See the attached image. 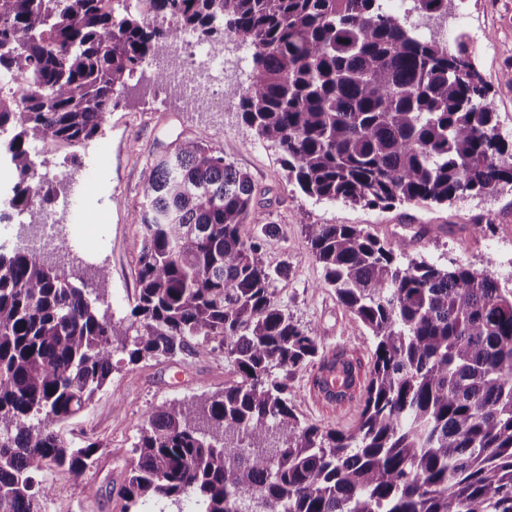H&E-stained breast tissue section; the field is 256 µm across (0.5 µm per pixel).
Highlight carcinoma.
<instances>
[{"mask_svg":"<svg viewBox=\"0 0 512 512\" xmlns=\"http://www.w3.org/2000/svg\"><path fill=\"white\" fill-rule=\"evenodd\" d=\"M401 2L0 0V161L17 173L0 220L57 199L32 145L93 139L148 61L164 62L149 83L171 79L185 31L249 49L225 98L309 197L390 209L512 186V138L467 35L424 31L454 0ZM141 221L126 321L34 246L43 223L0 245V512H41L48 468L76 482L95 468L99 443L69 442L64 425L118 350L131 364L222 351L233 370L219 394L147 412L122 512L184 496L199 512H512V288L418 260L403 236L306 225L324 283L375 345L357 422L321 428L292 404L288 378L319 344L275 296L288 268L262 257L276 225L251 178L184 141L147 167ZM356 372L338 352L315 385L342 404Z\"/></svg>","mask_w":512,"mask_h":512,"instance_id":"carcinoma-1","label":"carcinoma"}]
</instances>
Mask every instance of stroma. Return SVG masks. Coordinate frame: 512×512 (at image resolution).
Listing matches in <instances>:
<instances>
[{"label": "stroma", "instance_id": "35a3bbf8", "mask_svg": "<svg viewBox=\"0 0 512 512\" xmlns=\"http://www.w3.org/2000/svg\"><path fill=\"white\" fill-rule=\"evenodd\" d=\"M480 33L469 44L472 62L489 89L502 133L512 135V0H456L448 14V32ZM192 139L223 152L227 161L247 172L258 190L267 223L277 235L264 248L266 263L288 268L276 282V297L292 319L315 328L320 351L346 352L368 366L374 347L362 324L323 283L305 227L309 224H360L379 236L412 238L411 254L443 266L467 262L487 270L512 287V189L466 198L449 205H402L373 210L341 201H319L289 183L279 153L256 143L253 131L233 106L221 112H196L175 102L129 95L108 116L101 134L79 147L55 143L37 150L41 172L59 184L60 195L87 186L79 208L62 223L64 246L83 264L106 268L99 310L113 320L128 318L138 292L135 275L141 237V184L145 168L183 140ZM115 368L93 404L72 419L64 432L79 443L101 444L99 462L85 482L75 483L61 468L41 475L52 493L43 512H119V492L127 461L148 410L223 391L232 377L223 353L187 361L129 364L116 353ZM318 363L290 376L294 407L304 421L347 428L354 424L359 401L336 406L319 399L313 380Z\"/></svg>", "mask_w": 512, "mask_h": 512}]
</instances>
